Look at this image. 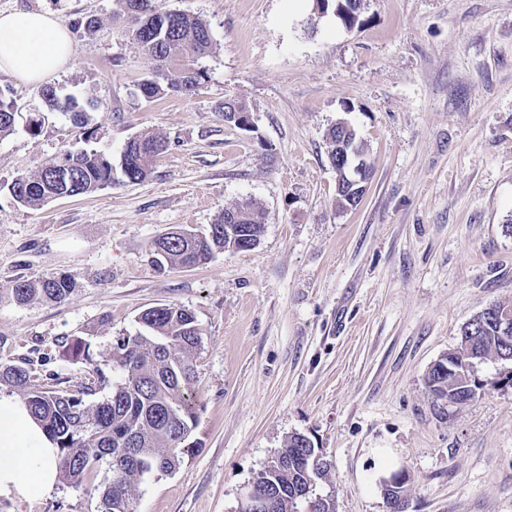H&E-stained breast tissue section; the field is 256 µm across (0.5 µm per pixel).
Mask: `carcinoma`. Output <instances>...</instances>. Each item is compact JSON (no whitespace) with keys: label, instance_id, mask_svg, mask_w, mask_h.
<instances>
[{"label":"carcinoma","instance_id":"cac0c4a2","mask_svg":"<svg viewBox=\"0 0 512 512\" xmlns=\"http://www.w3.org/2000/svg\"><path fill=\"white\" fill-rule=\"evenodd\" d=\"M128 24L131 39L152 59L151 76L139 86L147 99L170 92L189 94L205 79L201 60L213 50V36L207 22L179 11H162L156 0H118ZM348 8L340 21L360 26L363 0H342ZM41 96L49 112H69L84 121L87 109L73 98H60L56 88L45 85ZM11 90L0 87V138L15 130L17 113ZM224 121L250 112L247 105L227 97L220 105ZM346 138L337 127L329 129L327 139L333 149L330 162L336 171L345 165L336 146ZM167 150L163 136L145 132L126 145L122 174L130 183H139L150 175L156 159ZM112 185V163L94 150L67 151L34 174L17 176L8 186L13 198L25 206L41 205L56 195L91 194ZM265 226V214L250 203L227 207L204 230L183 229L152 243L159 265L191 267L205 263L224 249L239 246L243 239ZM76 290L69 276H50L20 280L11 289L15 302L34 300L62 302ZM512 306L495 304L472 320V332L460 340V350L446 356L448 371L433 368L427 386L438 398L459 403L475 398L488 387H496L501 378L478 381L472 371L473 360L489 356L512 355V339L504 341L498 317ZM141 330L133 336L118 338L108 358L120 374L104 400L89 402L95 388L79 385L77 390L56 393L32 383L29 370L16 364L0 363V383L10 386L29 407L56 444L57 467L63 479L78 483L92 467H106L111 478L99 493V512H136L134 490L144 476L152 472H172L183 455L196 443L191 441L197 424V373L194 358L201 343V328L194 314L182 307H150L140 314ZM279 456L285 465L264 469L255 482L280 490L273 512H300V493L312 487L325 469L313 466L316 448L302 434L289 436Z\"/></svg>","mask_w":512,"mask_h":512}]
</instances>
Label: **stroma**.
<instances>
[{
  "label": "stroma",
  "mask_w": 512,
  "mask_h": 512,
  "mask_svg": "<svg viewBox=\"0 0 512 512\" xmlns=\"http://www.w3.org/2000/svg\"><path fill=\"white\" fill-rule=\"evenodd\" d=\"M205 20L214 49L189 95L147 99L153 63L117 0H0V12L87 15L72 63L49 77L97 101L85 123L47 111L40 87L0 73L20 115L0 139V362L52 391L116 375L108 350L146 308L190 310L197 446L135 490L137 512H240L243 493L292 434L327 464L312 494L335 512H386L384 481L403 470L408 512H512V386L438 407L431 366L460 328L512 302V0H365L348 30L316 0H159ZM252 128L225 122L227 97ZM40 117L30 131L28 120ZM347 120L373 173L360 202L336 204L328 129ZM143 132L167 151L141 183L120 170ZM95 150L111 186L30 208L8 191L65 151ZM266 214L253 249L158 269L150 247L203 229L224 208ZM68 274L77 292L16 304L20 280ZM80 339L90 360L65 355ZM109 472L58 481L0 512H97Z\"/></svg>",
  "instance_id": "35a3bbf8"
}]
</instances>
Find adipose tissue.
Here are the masks:
<instances>
[{
  "label": "adipose tissue",
  "instance_id": "adipose-tissue-1",
  "mask_svg": "<svg viewBox=\"0 0 512 512\" xmlns=\"http://www.w3.org/2000/svg\"><path fill=\"white\" fill-rule=\"evenodd\" d=\"M68 28L47 11L0 13V72L36 84L73 60ZM57 448L18 397L0 393V497L29 501L57 484Z\"/></svg>",
  "mask_w": 512,
  "mask_h": 512
}]
</instances>
